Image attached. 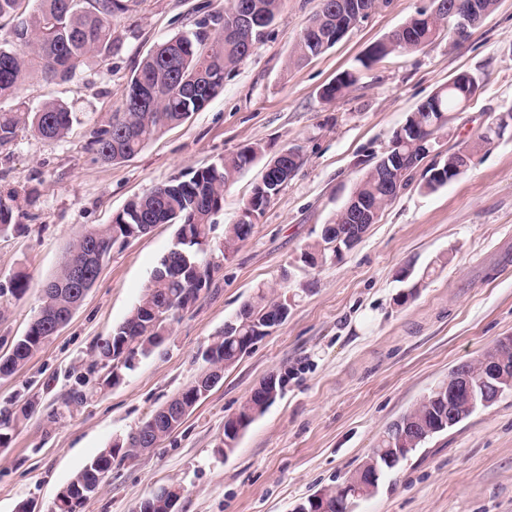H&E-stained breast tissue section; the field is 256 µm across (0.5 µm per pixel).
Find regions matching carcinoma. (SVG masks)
<instances>
[{"label":"carcinoma","instance_id":"carcinoma-1","mask_svg":"<svg viewBox=\"0 0 512 512\" xmlns=\"http://www.w3.org/2000/svg\"><path fill=\"white\" fill-rule=\"evenodd\" d=\"M35 2L30 21L14 28L12 40L0 43V101H14L10 108H0V147L14 140L22 122L45 139H60L68 133L73 119L69 106L61 101H49L30 108L20 97L25 80L36 75L47 82H65L87 60L110 56L119 44L115 36L116 22L130 12L133 5V0ZM282 2L227 0L224 11L217 13L214 22L229 29L238 23L242 10H249L255 20L257 35L253 43L256 44L276 20ZM470 3L475 6L471 25L458 31L451 24L453 12ZM343 4L345 0H321L320 9L311 17V21L317 23L316 30L304 29L289 62L302 64L336 45L333 35ZM434 4L438 9L431 22L421 23L423 12L418 11L403 23L414 35L412 40L402 45L387 36L371 46L361 65L367 67L392 54L413 52L442 33L451 44L464 43L472 30L496 9L498 0H434ZM250 53L247 46L211 31L205 21L157 44L132 75L121 109L112 113L108 124L94 133L90 147L96 158L109 164L139 153L221 92L224 75ZM357 81V71H344L335 83L324 89L323 96L327 100L338 98ZM466 93L467 89L461 85L443 87L418 105L407 116L406 125L392 133L384 151L368 168L384 159L391 165L394 157L403 153L406 166L399 189L414 184L415 169L422 160L416 140L429 137L431 142H436L448 129V114L460 109ZM262 156V148L256 144L221 157L205 168L152 187L130 201L112 223L81 232L46 285L42 304L30 327L13 342L10 353L0 357V376H10L22 368L53 336L54 323L78 308L83 300L82 287L74 280L78 268L92 266L109 257L114 245L140 232L144 224H173L176 226L174 240L152 271L138 303L124 322L96 343L93 359L77 373L51 419L71 415L88 404L97 393L95 374L112 367L113 352L119 348L130 346L133 359L147 358L154 353L169 336L173 321L182 311V300L209 288L214 275L219 273V265L209 256L220 258L226 251L236 253L239 244L250 235L251 228L245 229L238 222L225 226L221 238L214 237L213 233L216 217L224 206V188ZM261 180L264 185L252 188L244 208L265 210L286 185L285 179L277 175L265 174ZM353 193L367 199L379 212L392 200L382 183L367 175L362 176ZM15 207L17 196L14 193L0 194V234L10 229ZM335 240L334 236H320L304 249L303 262L311 267L326 263L333 256L328 244ZM281 308V297L274 296L269 289L257 288L212 337L208 351L203 354L202 374L222 372L239 362L266 336V328L276 321L282 324L287 320L285 316L278 317ZM493 359L505 362L507 374L512 378L511 341H498L480 358L457 366L455 371L475 374L479 371L478 364ZM206 390L197 378L174 396V404L192 408L206 396ZM281 396L278 391L270 401L249 397L235 415L225 420L224 447H236L239 437ZM37 406L36 399L24 397L12 407L0 410V447L10 442L15 431L36 412ZM447 430L448 396L434 387L385 428L372 454L341 484L320 491L321 501L327 504L328 512H353L359 501L373 496L379 489L376 484L371 490L355 493L353 485L362 473L372 468L381 477L392 472L395 467L387 465L389 457L398 453L406 457L409 451L422 447L427 440ZM169 435V425L165 423L156 426L144 423L101 451L60 490L54 512H80V507L94 495L114 463L137 457L143 449L152 447L154 439L162 441ZM173 497H182V487L163 486L140 503L138 512H168Z\"/></svg>","mask_w":512,"mask_h":512}]
</instances>
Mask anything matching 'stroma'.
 Instances as JSON below:
<instances>
[{
  "instance_id": "obj_1",
  "label": "stroma",
  "mask_w": 512,
  "mask_h": 512,
  "mask_svg": "<svg viewBox=\"0 0 512 512\" xmlns=\"http://www.w3.org/2000/svg\"><path fill=\"white\" fill-rule=\"evenodd\" d=\"M320 0H283L264 40L224 77V89L140 153L96 160L89 142L125 98L130 78L157 43L221 11L225 0H139L116 25L121 46L68 82L26 81L29 106L58 100L73 113L66 137L20 128L0 148V192L17 191L14 226L0 235V355L36 316L46 283L85 228L111 223L151 187L245 146L266 156L299 147L304 163L267 207L208 290L171 326L151 356L81 411L49 422L71 367L130 314L175 228L159 224L115 246L80 307L27 364L0 377V407L39 394L33 417L0 447V512L32 501L50 512L82 465L126 436L202 371V352L261 285L288 296L290 313L258 341L157 448L113 466L82 512H137L160 487L184 489L178 512H293L340 483L370 453L388 423L458 365L512 336V131L474 153L466 174L431 194L401 191L341 260L318 267L300 255L349 198L363 162L381 153L407 115L459 72L477 79L443 145L454 150L512 108V0L465 43L439 38L423 49L359 68L372 44L429 0H390L333 48L293 67L289 56ZM359 69L344 96L323 89ZM255 163L224 191L216 236L235 223L262 173ZM433 267L406 303L400 273ZM286 387L236 448L218 453L224 422L269 374ZM356 512H512V393L430 440L383 478Z\"/></svg>"
}]
</instances>
